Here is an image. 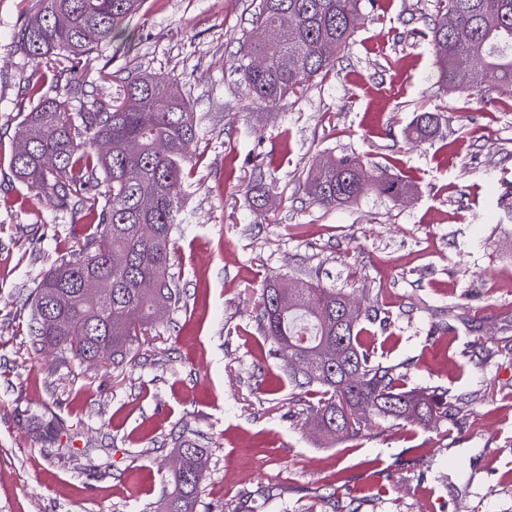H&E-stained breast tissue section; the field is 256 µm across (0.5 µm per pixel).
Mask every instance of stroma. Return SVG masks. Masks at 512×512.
<instances>
[{
  "label": "stroma",
  "mask_w": 512,
  "mask_h": 512,
  "mask_svg": "<svg viewBox=\"0 0 512 512\" xmlns=\"http://www.w3.org/2000/svg\"><path fill=\"white\" fill-rule=\"evenodd\" d=\"M255 5L144 0L135 44L88 73L103 101L124 78L169 76L201 137L169 269L183 307L123 361L63 365L32 347L29 294L94 228L11 171L33 66L7 40L23 0H0V512H155L181 434L207 451L195 512H327L331 495L360 512H512V82L484 103L442 88L433 0H375L326 76L261 109L235 70ZM428 111L441 124L421 143L407 131ZM351 153L367 178L384 169L416 192L312 204L313 161ZM258 164L271 201L256 211ZM270 275L386 312L378 356L409 386L447 389L448 435L375 418L354 439L323 440L316 396H299L257 327ZM35 414L73 460L44 450Z\"/></svg>",
  "instance_id": "35a3bbf8"
}]
</instances>
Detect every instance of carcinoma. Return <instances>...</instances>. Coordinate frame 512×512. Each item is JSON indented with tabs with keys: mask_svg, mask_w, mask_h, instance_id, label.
Listing matches in <instances>:
<instances>
[{
	"mask_svg": "<svg viewBox=\"0 0 512 512\" xmlns=\"http://www.w3.org/2000/svg\"><path fill=\"white\" fill-rule=\"evenodd\" d=\"M143 0H34L12 32V45L34 67L24 87L30 102L12 151L16 178L72 210L96 235L60 259L34 288L30 327L33 346H48L66 362L105 363L131 349L138 332L164 323L182 301L169 276L173 237L183 223L176 193L200 126L190 103L161 75L124 81L117 104L102 102L77 78L92 68L105 45L129 39L126 22ZM436 0L430 47L437 82L460 93L481 95L512 82V0ZM361 0H259L255 28L271 37L243 36L236 71L252 101L265 109L315 77L327 73L353 42ZM292 24L284 25L283 15ZM264 61L253 66V59ZM69 74L63 85L59 78ZM54 83L56 95L42 89ZM438 115L422 112L409 130L419 140L435 136ZM107 190H101V186ZM396 201L413 193L399 176L365 178L356 155L317 159L306 194L322 208L356 202L368 191ZM108 282L103 304L82 291L85 278ZM269 278L256 301V319L296 386L323 388L313 422L325 439L358 434L372 416L406 424L452 418L448 394L408 387L397 367L374 359L376 331L344 323L348 297L336 288L304 284L280 290ZM364 408L362 417L355 410ZM348 413L350 420L340 418ZM44 447L59 430L33 424ZM182 468L168 474L157 512H194L206 451L180 435L172 439Z\"/></svg>",
	"mask_w": 512,
	"mask_h": 512,
	"instance_id": "carcinoma-1",
	"label": "carcinoma"
}]
</instances>
